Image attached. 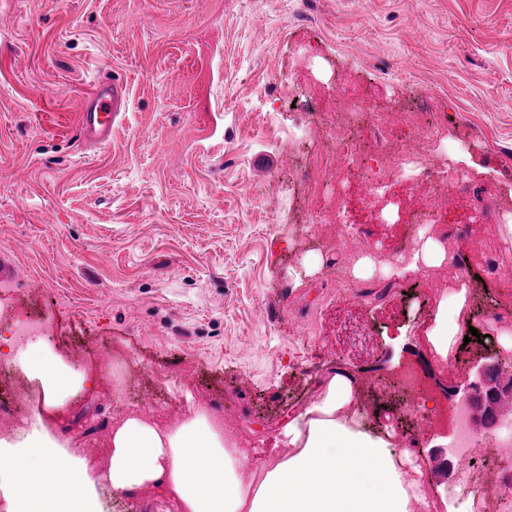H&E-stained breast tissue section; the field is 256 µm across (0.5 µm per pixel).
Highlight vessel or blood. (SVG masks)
<instances>
[{
    "mask_svg": "<svg viewBox=\"0 0 512 512\" xmlns=\"http://www.w3.org/2000/svg\"><path fill=\"white\" fill-rule=\"evenodd\" d=\"M127 85L116 81L110 85H96L95 92L79 114L80 138L91 145L107 143L114 126L127 112Z\"/></svg>",
    "mask_w": 512,
    "mask_h": 512,
    "instance_id": "1",
    "label": "vessel or blood"
}]
</instances>
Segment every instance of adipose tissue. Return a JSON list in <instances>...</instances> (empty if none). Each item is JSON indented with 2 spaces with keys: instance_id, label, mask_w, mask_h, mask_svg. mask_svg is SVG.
<instances>
[{
  "instance_id": "ef3b65f1",
  "label": "adipose tissue",
  "mask_w": 512,
  "mask_h": 512,
  "mask_svg": "<svg viewBox=\"0 0 512 512\" xmlns=\"http://www.w3.org/2000/svg\"><path fill=\"white\" fill-rule=\"evenodd\" d=\"M466 297L459 288L438 307L427 341L441 357L458 344ZM14 355L39 382L46 408L61 407L94 382L44 345L20 353L0 335V358ZM354 398L352 373L333 374L261 454L241 449L204 410L176 426L129 413L113 426L109 458L99 468L43 424L3 430L0 496L8 512H107L111 496L131 492L173 500L179 512H414L425 499L406 478V451L390 433L348 415Z\"/></svg>"
}]
</instances>
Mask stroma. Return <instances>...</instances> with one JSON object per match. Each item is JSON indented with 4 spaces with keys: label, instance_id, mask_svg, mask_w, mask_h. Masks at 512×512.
<instances>
[{
    "label": "stroma",
    "instance_id": "1",
    "mask_svg": "<svg viewBox=\"0 0 512 512\" xmlns=\"http://www.w3.org/2000/svg\"><path fill=\"white\" fill-rule=\"evenodd\" d=\"M299 46L317 70L299 69ZM339 72L381 111L429 107L445 129L435 164L468 178L463 205L438 200L431 237L447 263L425 280L380 265L358 300L289 231L320 135L301 103ZM112 77L129 86L126 118L109 143L80 148L78 115ZM377 190L356 180L344 221L388 251L416 197L393 180L369 203ZM508 201L512 0H0V255L19 270L21 305L58 321L45 344L94 376L64 408L73 451L131 412L178 424L208 396L259 444L314 400L329 360L367 381L431 357L423 338L458 266L474 326L484 309L512 311ZM112 342L132 350L137 379L110 374ZM297 357L316 379L303 381ZM187 375L197 391L178 385ZM446 444L432 433L410 455L436 493L455 480Z\"/></svg>",
    "mask_w": 512,
    "mask_h": 512
}]
</instances>
